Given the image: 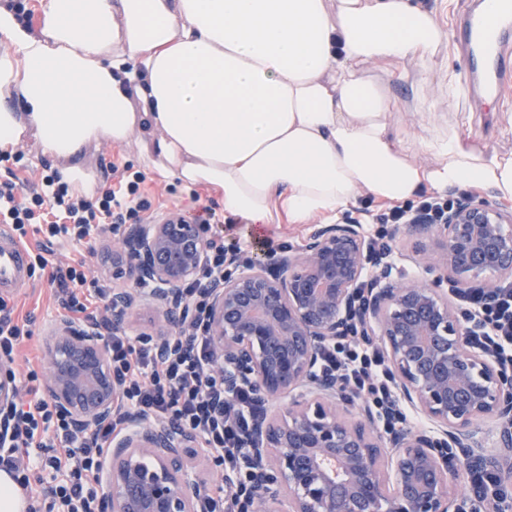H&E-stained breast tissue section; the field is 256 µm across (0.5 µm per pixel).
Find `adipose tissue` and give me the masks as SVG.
I'll return each instance as SVG.
<instances>
[{"label": "adipose tissue", "instance_id": "ef3b65f1", "mask_svg": "<svg viewBox=\"0 0 512 512\" xmlns=\"http://www.w3.org/2000/svg\"><path fill=\"white\" fill-rule=\"evenodd\" d=\"M449 43L424 0H40L34 25L0 5V147L34 132L80 191L86 143L149 131L144 163L216 191L229 223L462 186L512 202V155L468 145L441 104L421 133L391 129L386 77L430 69Z\"/></svg>", "mask_w": 512, "mask_h": 512}]
</instances>
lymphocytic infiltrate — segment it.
<instances>
[{"mask_svg":"<svg viewBox=\"0 0 512 512\" xmlns=\"http://www.w3.org/2000/svg\"><path fill=\"white\" fill-rule=\"evenodd\" d=\"M144 180L140 173L124 174L116 187L91 196L70 192L55 172L42 176L39 189L22 195L14 184L4 183L0 185V224L8 225L27 246L30 272L46 275L49 284L58 288L60 304L75 321L106 330L112 371L128 408L192 430L200 448L217 464L234 475L249 476L252 457L246 437L257 409L254 390L243 386L225 394L223 382L211 372L206 336L204 288L208 281L224 277V236L213 229L220 221L215 205L199 207L193 218L209 240L208 263L196 280L182 288L192 317L164 353L158 352L151 337L113 328L101 308L110 299L108 290L88 280L84 258L57 264L42 242L48 236L90 249L102 234L116 233L130 220L141 222L152 208L140 192ZM449 204L448 196L424 194L408 205L389 208L380 221L390 226L416 220L437 224L447 216ZM455 294L477 320L474 345L512 366V282L490 290L459 288ZM26 325L14 300L0 296L1 363L13 362L17 346L28 334ZM320 369L343 377L380 412L391 413L395 423H411V415L398 405L389 368L370 344L355 339L327 346ZM23 389L25 398L8 420L11 434L0 439V470L25 490L32 474H45V492L59 512H95L101 466L124 419L80 437L67 416L44 397L35 367H28Z\"/></svg>","mask_w":512,"mask_h":512,"instance_id":"lymphocytic-infiltrate-1","label":"lymphocytic infiltrate"}]
</instances>
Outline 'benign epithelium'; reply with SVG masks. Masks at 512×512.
Instances as JSON below:
<instances>
[{"mask_svg": "<svg viewBox=\"0 0 512 512\" xmlns=\"http://www.w3.org/2000/svg\"><path fill=\"white\" fill-rule=\"evenodd\" d=\"M432 239L448 274L404 281L372 251L358 218L317 224L296 249L270 258L275 272L244 265L205 289L212 371L224 391L250 385L261 404L247 443L255 459L247 512H464L451 483L488 467L512 475V374L472 343L451 289L512 278V210L475 196L456 198L441 224L398 226L394 235ZM209 251L199 229L173 213L159 224H130L112 249L129 283L114 288L112 326L149 292L166 305L164 351L185 315L181 287L197 278ZM376 269L360 288L367 267ZM358 336L380 346L400 405L433 423L385 435L380 415L336 375L318 370L322 351ZM47 392L78 434L125 411L109 346L94 328L63 320L44 350ZM18 389L0 369V409ZM113 436L100 487L105 512H198L206 494L182 462L194 432L127 413ZM499 426L486 454L482 423Z\"/></svg>", "mask_w": 512, "mask_h": 512, "instance_id": "benign-epithelium-1", "label": "benign epithelium"}]
</instances>
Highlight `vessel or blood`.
Segmentation results:
<instances>
[{
    "label": "vessel or blood",
    "instance_id": "b4317fda",
    "mask_svg": "<svg viewBox=\"0 0 512 512\" xmlns=\"http://www.w3.org/2000/svg\"><path fill=\"white\" fill-rule=\"evenodd\" d=\"M512 33V0H482L464 31L465 48L485 63L483 79L488 89H495L497 73L512 67L501 57L500 41ZM30 256L26 248L0 232V294L17 293L29 277Z\"/></svg>",
    "mask_w": 512,
    "mask_h": 512
}]
</instances>
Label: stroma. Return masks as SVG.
<instances>
[{
	"instance_id": "1",
	"label": "stroma",
	"mask_w": 512,
	"mask_h": 512,
	"mask_svg": "<svg viewBox=\"0 0 512 512\" xmlns=\"http://www.w3.org/2000/svg\"><path fill=\"white\" fill-rule=\"evenodd\" d=\"M438 70L420 73L416 64L406 66L405 76H390L387 82L398 99L392 117L394 128L418 129L420 125L421 99L416 97V88H423V97H437L439 91ZM512 107V83L508 84L496 97L485 95L482 90H469L465 99L449 107L452 118L460 121L467 141L479 149L494 150L503 154L512 153V132L507 131L500 120L501 112ZM149 143L148 137L136 136L120 147H111L97 142L84 146L77 156L78 162L95 178V188L115 184V168L130 167L134 171H144L146 181L142 190L153 204L155 217H162L176 211L184 217H192L197 205L190 198V187L176 180L163 179L151 168H145L141 157ZM23 158L14 166L16 187L27 190L37 184L42 175L62 168L59 160L43 156L34 134H25L18 146ZM307 224H257L236 223L225 225L224 245L229 249L240 248L248 252L251 259L263 260L269 251H283L298 246L310 232ZM273 242V249H266V242ZM418 239L402 235L390 242L394 266L406 280L425 282L443 274L442 266L426 269L418 257ZM20 314H31L32 335L23 340L14 364L15 373H22L28 361L42 357L46 336L56 321L66 317L67 312L60 307L54 288L43 278H33L16 294Z\"/></svg>"
}]
</instances>
